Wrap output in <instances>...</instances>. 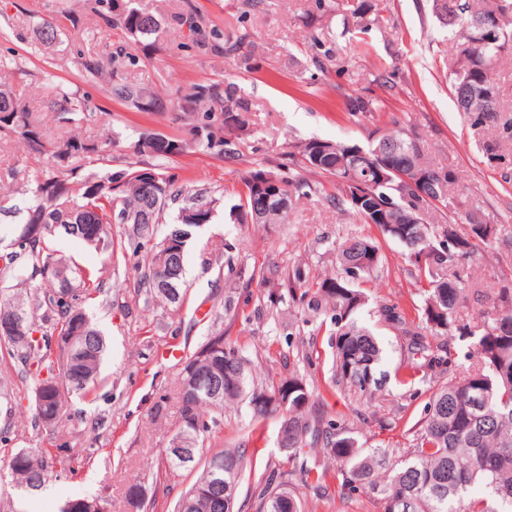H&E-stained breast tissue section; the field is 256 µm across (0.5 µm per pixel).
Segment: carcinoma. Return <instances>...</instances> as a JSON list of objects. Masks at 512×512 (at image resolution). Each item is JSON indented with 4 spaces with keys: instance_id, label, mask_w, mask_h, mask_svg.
I'll return each instance as SVG.
<instances>
[{
    "instance_id": "cac0c4a2",
    "label": "carcinoma",
    "mask_w": 512,
    "mask_h": 512,
    "mask_svg": "<svg viewBox=\"0 0 512 512\" xmlns=\"http://www.w3.org/2000/svg\"><path fill=\"white\" fill-rule=\"evenodd\" d=\"M92 12L107 18L130 40L147 49L151 37L171 26L186 27L200 37L204 50L224 51L218 31L206 32L203 20L187 5L166 19L147 12L136 0H88ZM447 26L459 30L472 66L489 71V94L464 118L475 129L496 128L512 138V112L504 107L498 84L497 65L512 53V21L502 27L512 0H444ZM380 0L344 3L343 24L367 30L382 23ZM501 31L500 41L479 45L474 40L477 26ZM128 59L123 46L109 53L112 98L141 111L164 112L163 101L147 96L138 85L126 81L122 71ZM75 64L97 75L101 60L97 55L77 50ZM45 98L61 126L76 123L91 110L89 101L63 85L47 88ZM204 111H197V104ZM349 115L358 120L375 110L366 96L351 97ZM182 112L184 136L176 140L155 133H142L134 142L138 160L118 172L101 176L85 170L86 161L105 160L94 142L71 136L60 141L46 138L41 121L21 97L0 89V135L15 136L33 150L49 158L36 171L30 204L24 223L39 225L38 236L0 252V323L21 319L25 335L0 334V351L20 363L21 370L36 380L31 424L48 429L68 410L69 395L85 393L98 381L106 351L103 336L85 312V307L104 293L107 280L96 269L81 268L76 261L53 249V239L63 232L102 251L112 250V224L124 214H146L149 223L126 234L124 252L134 261L138 287L153 301L176 306L185 294V274L176 279L179 297L156 286L169 276L170 257L166 243L173 240L182 250L180 259L195 235L196 227L180 217L186 210L202 209L210 215L220 199L189 180L182 182L158 172L145 158H170L195 146L207 153L234 161L240 157L241 142L250 123L251 108L240 89L231 82H213L198 88L195 96L178 105ZM398 149L394 162L401 175L376 187L380 202L395 206L396 223L382 224L363 200L343 180L354 145L326 142L325 152L313 157L304 151L292 164L327 176L335 182L336 193L326 194L319 184L286 169V165L262 166L243 172V195L233 207L239 224L247 216L263 214V224H282L288 216L292 197L320 196L328 202L346 204L364 224L372 225L379 238L348 237L337 246L339 273L314 277L297 265L278 278L265 270L248 268L238 261L236 246L224 243V281L232 289L224 298V314L248 323L252 295L258 283L270 289L268 301L276 303V293L287 294L304 313L322 317L320 326L331 336L333 395L338 390L358 394L370 404L381 386L375 371L383 362L384 349L370 329L358 324L357 311L366 304L361 285L382 261L379 239L398 243L405 262L419 280L427 283L421 305L416 307L418 323L408 321L395 303L377 305L378 320L402 337L401 361L394 370L398 385L407 397L411 388L428 385L429 398L423 416L414 424V444L408 460L396 462L385 452H367L349 428L328 411L329 403L297 374L271 380L259 387L253 380V362L241 348L226 346L221 359L205 356L204 344L187 361L191 375H178L176 395L181 404L177 433L185 435L194 458L186 463L175 459L171 448L164 449L167 464L193 471L203 469L191 486L173 501V512H224V484L239 483L253 467L247 456L250 436L237 446L211 450L217 430L223 425L224 408L247 403L253 417L279 418L277 445L284 450L291 468L285 471L265 464L249 487L255 512H303L294 490L308 486L325 498L334 497L331 485L307 457V449L321 448L336 462L341 476V494L367 492L377 501L380 512H512V288L502 286L494 301V312L483 329H471L460 310L466 266L490 241L483 226L490 220L456 201L469 224L461 231L456 224H433L417 214L411 203L415 189L433 199L427 207L450 204L456 183L455 172L425 156L423 140L415 132L399 127L386 135ZM279 184L280 194L265 205L257 183ZM102 227L98 238L90 240L81 225ZM452 334L471 340L477 364L455 373L448 383L429 384L430 372L455 363L445 337ZM55 336L73 337V345L56 350ZM223 375L224 401L215 403L206 385ZM17 485L31 491L42 488L49 476L48 464L38 449L20 450L9 460Z\"/></svg>"
}]
</instances>
